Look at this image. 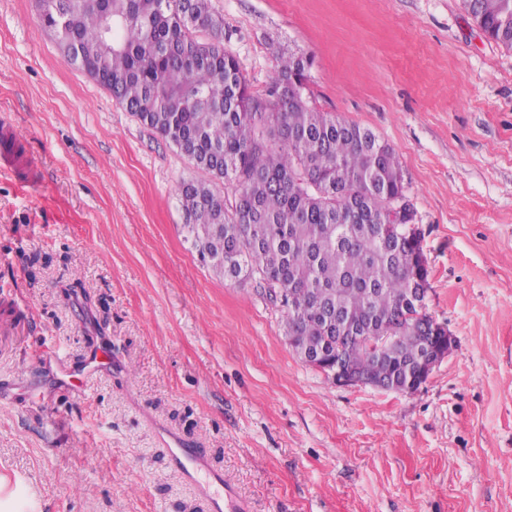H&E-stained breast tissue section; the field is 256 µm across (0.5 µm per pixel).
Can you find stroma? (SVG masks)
<instances>
[{
	"label": "stroma",
	"instance_id": "obj_1",
	"mask_svg": "<svg viewBox=\"0 0 512 512\" xmlns=\"http://www.w3.org/2000/svg\"><path fill=\"white\" fill-rule=\"evenodd\" d=\"M213 6L251 94L312 57L316 107L395 150L455 347L404 394L302 362L259 279L186 240L201 171L0 0V512H207L166 433L249 512H512V50L461 0Z\"/></svg>",
	"mask_w": 512,
	"mask_h": 512
}]
</instances>
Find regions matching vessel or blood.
<instances>
[{"instance_id":"1","label":"vessel or blood","mask_w":512,"mask_h":512,"mask_svg":"<svg viewBox=\"0 0 512 512\" xmlns=\"http://www.w3.org/2000/svg\"><path fill=\"white\" fill-rule=\"evenodd\" d=\"M169 456L172 466L205 498L208 512H243V502L225 486L222 475L210 469L205 455L198 449L184 447L176 439Z\"/></svg>"}]
</instances>
